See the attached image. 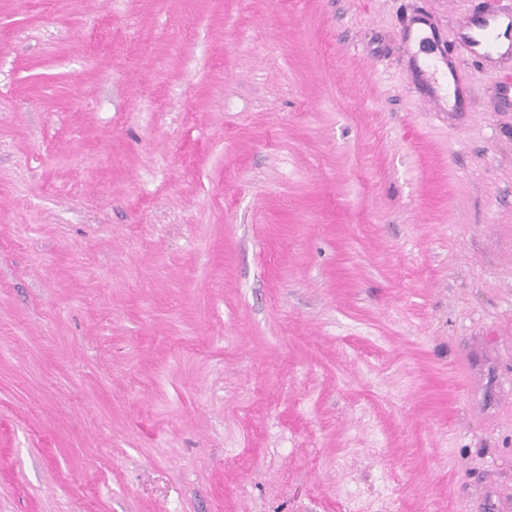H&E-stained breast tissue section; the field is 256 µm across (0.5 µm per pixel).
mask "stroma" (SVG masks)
<instances>
[{"instance_id": "stroma-1", "label": "stroma", "mask_w": 512, "mask_h": 512, "mask_svg": "<svg viewBox=\"0 0 512 512\" xmlns=\"http://www.w3.org/2000/svg\"><path fill=\"white\" fill-rule=\"evenodd\" d=\"M510 4L0 0V512H512ZM501 18H507L508 20H503L500 24V32H504L506 30L507 32L510 30V27H512V12L511 8L504 9L502 12L495 13V14H487L485 16H478L469 24V30H480L483 32V36L486 39L492 38L493 32L492 28H494ZM508 24V25H507ZM507 27V29H506Z\"/></svg>"}]
</instances>
